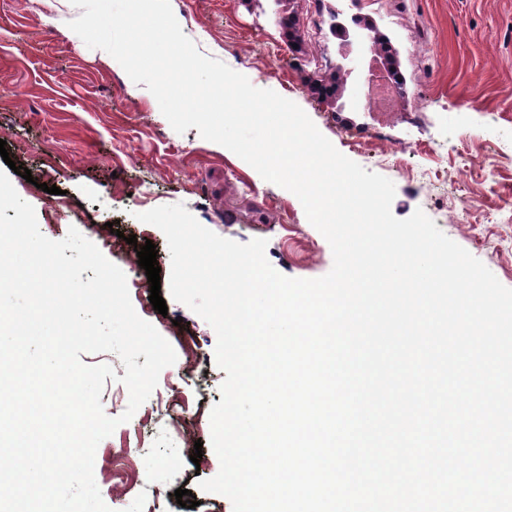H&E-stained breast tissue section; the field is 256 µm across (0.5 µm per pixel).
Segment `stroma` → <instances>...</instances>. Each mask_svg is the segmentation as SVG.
Wrapping results in <instances>:
<instances>
[{
    "mask_svg": "<svg viewBox=\"0 0 512 512\" xmlns=\"http://www.w3.org/2000/svg\"><path fill=\"white\" fill-rule=\"evenodd\" d=\"M184 32L205 56L301 107L334 147L396 189L391 211H423L451 240L512 288V0H170ZM71 0H0V139L30 178L11 175L52 240L77 228L125 274L137 314L171 344L177 360L132 419L103 439L94 477L111 512H186L176 489L191 491L193 512H233L231 501L199 488L220 462L210 414L226 377L215 360L213 327L162 290L167 314L150 303L136 245L153 242L161 279L171 256L164 233L138 213L184 204L205 228L246 243L267 241L280 274H327L333 253L292 192L265 181L197 128L176 133L145 84L134 83L107 52L88 48L69 27ZM295 16L299 45L282 18ZM373 23L397 52L405 92L394 111L369 106L368 61L332 22ZM358 58L340 99L318 97L340 55ZM59 194L42 191V184ZM471 201L459 213V197ZM118 223L119 234L109 226ZM136 236V244L125 241ZM114 369L101 395L107 416L129 403L125 368L113 352L81 354ZM199 462H192L194 451Z\"/></svg>",
    "mask_w": 512,
    "mask_h": 512,
    "instance_id": "stroma-1",
    "label": "stroma"
}]
</instances>
